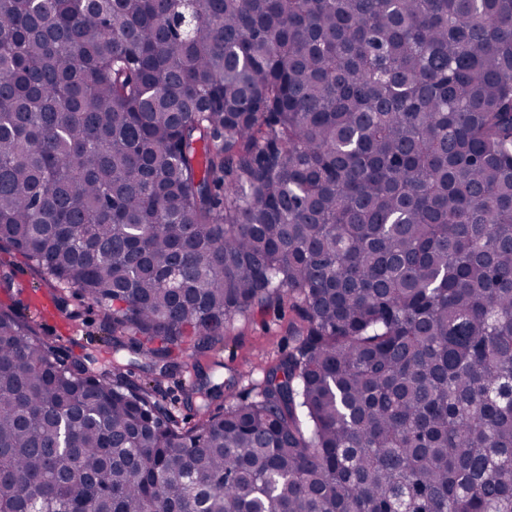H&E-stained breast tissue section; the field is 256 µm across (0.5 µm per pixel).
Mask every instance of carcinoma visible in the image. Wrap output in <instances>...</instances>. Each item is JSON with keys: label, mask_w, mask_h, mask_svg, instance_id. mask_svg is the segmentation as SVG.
<instances>
[{"label": "carcinoma", "mask_w": 512, "mask_h": 512, "mask_svg": "<svg viewBox=\"0 0 512 512\" xmlns=\"http://www.w3.org/2000/svg\"><path fill=\"white\" fill-rule=\"evenodd\" d=\"M0 246L110 354L0 306V512H512V0H0ZM296 322L297 317L288 310V305L278 312H249L224 330V348L216 356L224 364L223 368L211 366V355L197 353L192 342L183 346L179 360L198 362L216 383L231 380L233 387L228 391L231 398H224V405L253 401L263 388L268 368L288 356L298 344L293 330ZM196 381V376L193 372L188 373L182 370L174 372L173 375L166 378L161 386L163 394L166 396L167 401L171 404L172 411L180 419L187 417L188 421L193 422L197 419L195 416L196 406L190 409L187 405V394L191 386Z\"/></svg>", "instance_id": "carcinoma-1"}]
</instances>
